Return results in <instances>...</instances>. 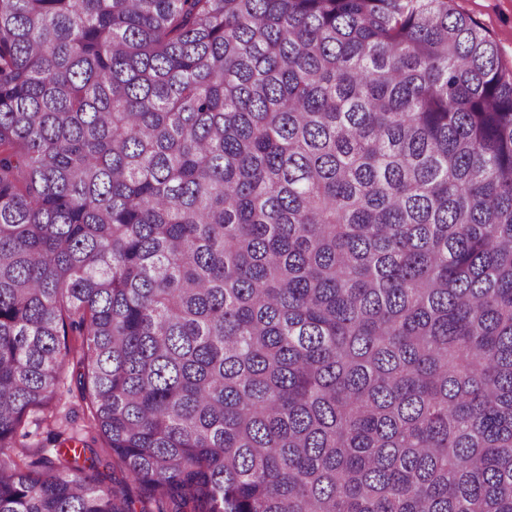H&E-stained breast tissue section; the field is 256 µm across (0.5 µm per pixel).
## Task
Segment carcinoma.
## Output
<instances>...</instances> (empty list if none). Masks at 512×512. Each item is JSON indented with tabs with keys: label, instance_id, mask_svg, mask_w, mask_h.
<instances>
[{
	"label": "carcinoma",
	"instance_id": "obj_1",
	"mask_svg": "<svg viewBox=\"0 0 512 512\" xmlns=\"http://www.w3.org/2000/svg\"><path fill=\"white\" fill-rule=\"evenodd\" d=\"M452 0H0V512L66 364L170 512H512V69Z\"/></svg>",
	"mask_w": 512,
	"mask_h": 512
}]
</instances>
